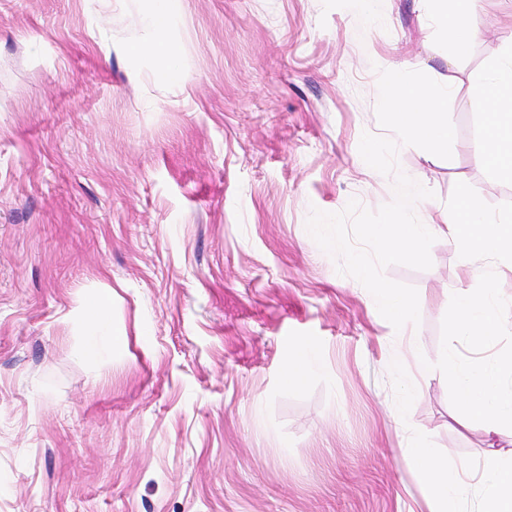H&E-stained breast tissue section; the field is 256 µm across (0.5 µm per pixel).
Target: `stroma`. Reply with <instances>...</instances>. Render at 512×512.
<instances>
[{"mask_svg": "<svg viewBox=\"0 0 512 512\" xmlns=\"http://www.w3.org/2000/svg\"><path fill=\"white\" fill-rule=\"evenodd\" d=\"M152 7L0 0V512H428L408 439L451 466L512 458L306 229L395 197L359 153L385 133L381 68L453 91L452 158L398 151L434 193L420 221L458 181L512 201L462 104L512 44V0L460 53L428 0H169L178 83L127 53ZM430 255L385 274L417 289L410 349L433 363L461 259L444 235ZM107 288L128 345L90 356L80 300ZM305 348L321 370L284 386Z\"/></svg>", "mask_w": 512, "mask_h": 512, "instance_id": "obj_1", "label": "stroma"}]
</instances>
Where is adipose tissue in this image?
<instances>
[{
  "mask_svg": "<svg viewBox=\"0 0 512 512\" xmlns=\"http://www.w3.org/2000/svg\"><path fill=\"white\" fill-rule=\"evenodd\" d=\"M432 19L457 49H465L481 35L482 0H430ZM467 106L485 117L483 156L495 173L512 177V44L503 48L488 72L477 80L466 99ZM409 466L425 476V499L430 512H457L467 487L457 470L449 468L417 439L404 448ZM478 512H512V461L491 457L478 480Z\"/></svg>",
  "mask_w": 512,
  "mask_h": 512,
  "instance_id": "adipose-tissue-1",
  "label": "adipose tissue"
}]
</instances>
